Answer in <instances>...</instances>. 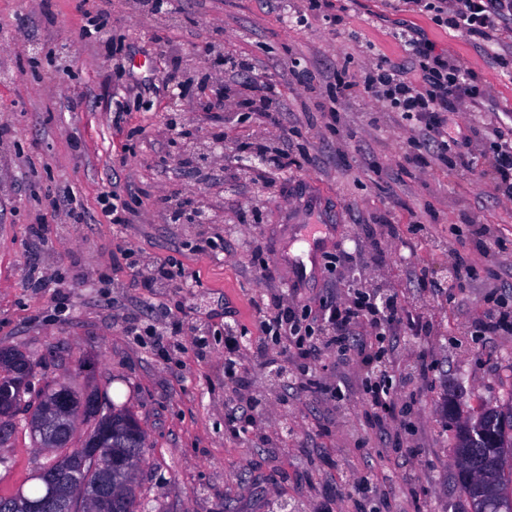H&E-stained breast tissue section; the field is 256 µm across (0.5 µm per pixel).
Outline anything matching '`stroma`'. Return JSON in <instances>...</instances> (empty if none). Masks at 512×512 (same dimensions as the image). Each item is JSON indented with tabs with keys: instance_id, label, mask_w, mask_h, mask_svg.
I'll use <instances>...</instances> for the list:
<instances>
[{
	"instance_id": "1",
	"label": "stroma",
	"mask_w": 512,
	"mask_h": 512,
	"mask_svg": "<svg viewBox=\"0 0 512 512\" xmlns=\"http://www.w3.org/2000/svg\"><path fill=\"white\" fill-rule=\"evenodd\" d=\"M107 7L112 24L86 38L85 15ZM178 15L134 0H0V348L44 358L41 382L108 390L138 416L147 461L138 473L144 512H470L455 480L453 398L461 416L512 398V326L485 334L486 294L512 315V201L446 163L402 165L410 135L400 113L362 93L332 100L336 75L357 80L377 58L401 62L399 23L425 30L459 60L487 96L451 116L462 130L499 126L512 137V71L493 55L512 51V27L495 46L396 10L393 0H338L332 24L304 0H182ZM217 56L252 60L275 87L282 124L229 106L214 139L199 101L225 84ZM314 79L305 88L295 77ZM183 98L174 111L173 93ZM304 144L311 163L277 174L275 190L251 179L237 145ZM333 217L313 273L293 280L284 264L300 239L299 183ZM80 192L83 220L53 217L48 197ZM117 189L129 223L110 224L99 204ZM187 194L207 224L170 222L163 195ZM52 225L30 231L38 218ZM384 243L373 260L371 239ZM473 254L477 277L451 280L452 251ZM182 264L192 282L147 286L151 261ZM276 264L259 279V261ZM444 286L431 295L420 271ZM42 287H35L38 276ZM386 288L430 317V335L384 343L394 365L420 349L434 368L398 393L409 413L381 426L361 400L362 374L333 353L315 371L327 393L286 385L253 367L224 377V327L260 336L255 304L293 295L318 307L355 282ZM271 400L266 435L231 432L230 399ZM290 434H280L279 421ZM25 428L0 446V494L30 488L43 463ZM368 475L374 498H348Z\"/></svg>"
}]
</instances>
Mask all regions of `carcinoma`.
Instances as JSON below:
<instances>
[{"instance_id":"1","label":"carcinoma","mask_w":512,"mask_h":512,"mask_svg":"<svg viewBox=\"0 0 512 512\" xmlns=\"http://www.w3.org/2000/svg\"><path fill=\"white\" fill-rule=\"evenodd\" d=\"M5 362L0 369V401L14 403L23 414L24 427L34 434L38 415L37 401L25 399L30 382L18 383V373L25 367L29 355L14 349L3 350ZM73 402L82 400L92 392L102 399V409L83 418L86 430L82 435L71 434L65 448H53L45 454L46 462L31 476L38 481L29 493L17 489L9 495H0V502L20 495L38 499L45 494L44 477L61 471L63 465H75V474L88 491L105 479V452L91 455L84 452L83 444L112 432V455L133 459V467L144 463L146 456L145 432L135 415L124 405H117L103 391L94 388L78 389L65 385ZM446 414L456 422L453 454L458 457L455 477L469 504L474 496H482L481 512H512V401L508 405L484 407L477 414L486 430V437L472 441L465 437V421L458 419L459 411L450 399L446 400ZM113 485L118 489L112 499V512H139L140 490L136 474H113Z\"/></svg>"}]
</instances>
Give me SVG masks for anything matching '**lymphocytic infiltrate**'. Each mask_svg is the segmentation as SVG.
I'll list each match as a JSON object with an SVG mask.
<instances>
[{
    "label": "lymphocytic infiltrate",
    "instance_id": "1",
    "mask_svg": "<svg viewBox=\"0 0 512 512\" xmlns=\"http://www.w3.org/2000/svg\"><path fill=\"white\" fill-rule=\"evenodd\" d=\"M408 11L429 17L442 28L464 33L481 41L495 42L503 24L512 19V0H403ZM400 38L407 52L405 62L377 59L365 67L360 85L364 94L401 112L408 120L411 136L402 162L425 167L429 160H443L452 153L453 162L475 180H492L503 198L512 201V141H501L490 168L478 167L473 140L452 127L448 115L481 93L473 75L459 62L448 59L434 44L415 30L405 28ZM295 300L273 296L258 304L261 339L253 342L227 333L224 338V375L235 378L247 362L265 358L267 338L284 340L300 363L293 375L296 385L310 391L313 366L328 350L342 360L366 358L378 344L396 336H422L430 322L410 310L396 295L381 296L374 288H350L335 299L323 301L316 319L324 329L313 337L303 326ZM397 381L388 370L368 368L362 401L375 412L396 418Z\"/></svg>",
    "mask_w": 512,
    "mask_h": 512
}]
</instances>
